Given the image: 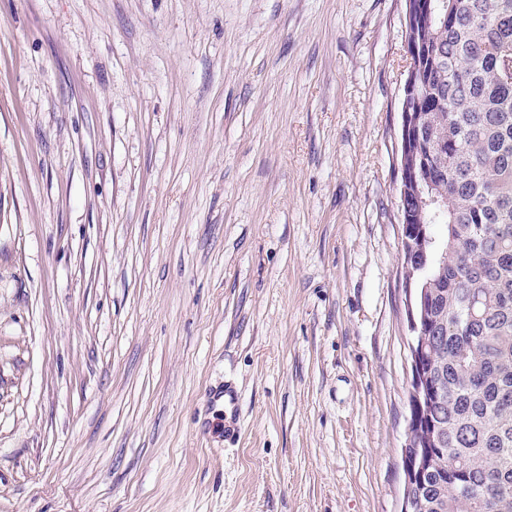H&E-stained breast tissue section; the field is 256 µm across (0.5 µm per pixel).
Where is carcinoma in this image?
<instances>
[{"mask_svg":"<svg viewBox=\"0 0 512 512\" xmlns=\"http://www.w3.org/2000/svg\"><path fill=\"white\" fill-rule=\"evenodd\" d=\"M400 207L431 386L409 402L419 512H512V0H427Z\"/></svg>","mask_w":512,"mask_h":512,"instance_id":"obj_1","label":"carcinoma"}]
</instances>
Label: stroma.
<instances>
[{
    "instance_id": "35a3bbf8",
    "label": "stroma",
    "mask_w": 512,
    "mask_h": 512,
    "mask_svg": "<svg viewBox=\"0 0 512 512\" xmlns=\"http://www.w3.org/2000/svg\"><path fill=\"white\" fill-rule=\"evenodd\" d=\"M404 13L0 0V512H400ZM240 413L238 409V395L231 388L224 389V435L225 438L238 434Z\"/></svg>"
}]
</instances>
